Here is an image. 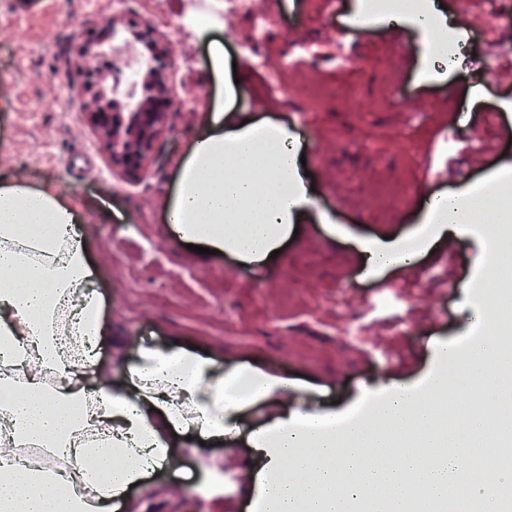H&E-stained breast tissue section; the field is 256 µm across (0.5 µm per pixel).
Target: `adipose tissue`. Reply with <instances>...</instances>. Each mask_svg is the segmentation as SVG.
<instances>
[{
	"instance_id": "obj_1",
	"label": "adipose tissue",
	"mask_w": 512,
	"mask_h": 512,
	"mask_svg": "<svg viewBox=\"0 0 512 512\" xmlns=\"http://www.w3.org/2000/svg\"><path fill=\"white\" fill-rule=\"evenodd\" d=\"M359 14L423 31L426 80L437 77L433 60L464 36L448 28L435 0H369ZM300 151L282 125L242 128L234 114L213 113L178 174L167 223L181 240L244 265L264 263L308 203ZM79 221L52 194L0 183V512H119L130 485L167 465L180 436L217 447L228 440L230 418L252 402L274 411L251 434L253 512H347L366 485L388 495L391 512H403L420 483L433 498L455 492L496 512L493 490L507 473L496 461L492 423L512 417L498 404L512 385L511 349L479 337L461 361L472 380L453 383L439 371L420 389L387 387L345 434L334 427L335 412L288 411V378L179 344L142 349L109 379L98 352L112 330L89 288L96 272ZM471 222L466 192L433 195L411 239L358 242L364 273L410 269ZM64 326L78 338L77 356L59 349ZM30 447L61 467H19Z\"/></svg>"
}]
</instances>
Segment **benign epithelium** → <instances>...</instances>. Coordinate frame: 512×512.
<instances>
[{
	"mask_svg": "<svg viewBox=\"0 0 512 512\" xmlns=\"http://www.w3.org/2000/svg\"><path fill=\"white\" fill-rule=\"evenodd\" d=\"M168 65L169 54L163 47L142 56L140 75L146 78L150 91L130 112H116L105 104L96 73H90L83 86L89 121L105 138L112 161L128 172L144 170L147 154L169 114L173 90L167 79Z\"/></svg>",
	"mask_w": 512,
	"mask_h": 512,
	"instance_id": "obj_1",
	"label": "benign epithelium"
}]
</instances>
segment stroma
Listing matches in <instances>:
<instances>
[{"label":"stroma","mask_w":512,"mask_h":512,"mask_svg":"<svg viewBox=\"0 0 512 512\" xmlns=\"http://www.w3.org/2000/svg\"><path fill=\"white\" fill-rule=\"evenodd\" d=\"M357 2L339 0L331 12L326 0L284 10L255 0L269 17L259 70L240 53L252 36L247 13L189 31L186 0H41L33 9L0 0V179L48 191L78 211V230L98 271L92 288L112 329L100 351L110 374L136 362L141 347L177 341L296 381L287 402L300 415L352 414L388 384H424L437 369L436 347L465 348L479 337L466 292L493 273L494 246L483 230L458 243L438 242L412 269L375 277L364 276L356 242L406 237L430 195L468 191L512 170V139L498 138L494 125L498 114L512 121V82L488 80L491 68H512V58L490 54L482 36L493 28L512 38V16L466 25L462 68L425 81L421 35L355 27ZM113 18L119 25L111 29ZM148 26L173 51L175 101L146 171L132 176L113 165L87 118L82 88L90 71L108 81L118 77L101 45L123 44ZM215 41L223 42L224 68L236 70L237 84L214 75L208 50ZM305 46L311 55L302 68L284 69ZM341 46L370 61L357 75L359 111L325 97L300 118L290 87L304 70L311 82L334 80L331 62ZM276 83L287 93H270ZM392 91L403 108H378ZM449 101L454 107L442 113L441 127L458 140L443 153L426 111ZM222 110L297 134L315 187L295 221L297 235L257 266L229 255L201 259L165 220L194 137ZM415 176L420 186L400 210L382 215L361 206L374 183L397 186ZM267 418V408L254 403L236 419L231 445L173 449L148 488L132 490L139 512H213L209 498L218 490L223 512H248L247 436Z\"/></svg>","instance_id":"obj_1"}]
</instances>
